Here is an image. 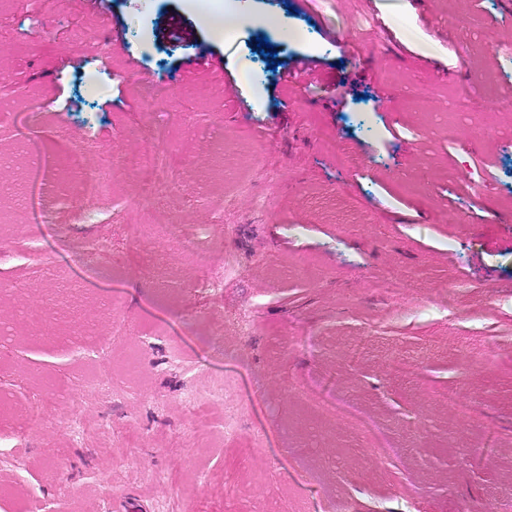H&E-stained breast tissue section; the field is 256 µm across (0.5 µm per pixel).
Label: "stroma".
<instances>
[{
	"label": "stroma",
	"instance_id": "1",
	"mask_svg": "<svg viewBox=\"0 0 512 512\" xmlns=\"http://www.w3.org/2000/svg\"><path fill=\"white\" fill-rule=\"evenodd\" d=\"M427 9L236 0L220 41L185 0H0V512H512V0ZM173 18L188 41L165 37ZM200 54L220 70L188 69ZM274 59L317 69L290 82ZM152 80L165 101L136 94ZM464 91L482 94L468 114ZM147 132L182 156L171 197L140 205L117 178L86 215L81 180ZM129 224L182 225L163 270ZM122 263L139 276H112ZM205 274L222 295L195 289ZM131 353L138 383L87 385ZM38 383L74 389L90 439ZM220 389L238 413L224 442L223 411L202 426L183 402ZM322 389L399 456L370 458ZM319 406L325 412L354 420L366 437L368 448L365 449L370 456L382 459L394 456L398 452V448H395L386 430L381 425L356 413L353 405L341 395L323 394Z\"/></svg>",
	"mask_w": 512,
	"mask_h": 512
}]
</instances>
